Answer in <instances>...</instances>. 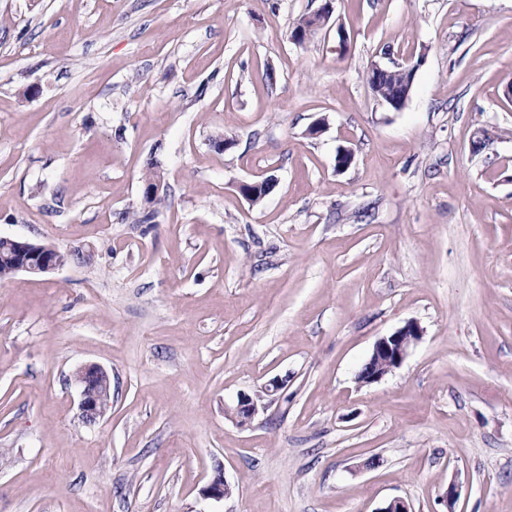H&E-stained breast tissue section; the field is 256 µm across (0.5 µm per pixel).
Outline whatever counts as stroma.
<instances>
[{
	"label": "stroma",
	"instance_id": "obj_1",
	"mask_svg": "<svg viewBox=\"0 0 512 512\" xmlns=\"http://www.w3.org/2000/svg\"><path fill=\"white\" fill-rule=\"evenodd\" d=\"M324 2L0 0V237L92 253L0 283V512H512V0H332L295 44ZM376 61L415 66L401 109ZM158 164H159L158 160L155 158V153H154L153 156L151 154L150 158L147 160V163H146V166H145V171H144L143 176H142V186L144 188V191L148 190L150 188V186H152L153 183L160 176H162L161 171L159 170ZM162 185H163V180L161 179L157 183V188L149 189V191H148V193H147L145 198L147 199L149 197H152L155 192H158L161 189ZM163 193H164V190L161 192V194L150 198V200L148 201V204H159V203H161V201H162V194ZM422 333L416 322H408L393 334L379 338L359 371L357 381L361 385L377 383L399 368ZM73 380L80 393L79 407L83 420L96 423L105 410L110 397V376L101 366L89 364L78 369ZM258 412L257 401L245 394L239 397L237 404L233 408L226 410L227 415L241 426L251 423Z\"/></svg>",
	"mask_w": 512,
	"mask_h": 512
}]
</instances>
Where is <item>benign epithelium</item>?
<instances>
[{
	"label": "benign epithelium",
	"instance_id": "1",
	"mask_svg": "<svg viewBox=\"0 0 512 512\" xmlns=\"http://www.w3.org/2000/svg\"><path fill=\"white\" fill-rule=\"evenodd\" d=\"M10 258L16 273L48 274L62 267L56 259L58 249L52 245L32 243L9 238ZM422 338V329L415 322H408L389 336L379 338L358 373L362 385L381 381L385 376L399 368L413 345ZM73 380L80 393L79 407L83 420L94 424L105 410L110 397V376L101 366L89 364L78 369ZM256 400L249 395L239 397L237 404L226 410L227 415L238 425L245 426L258 414ZM231 494V486L221 473L202 488L205 499L222 500Z\"/></svg>",
	"mask_w": 512,
	"mask_h": 512
}]
</instances>
